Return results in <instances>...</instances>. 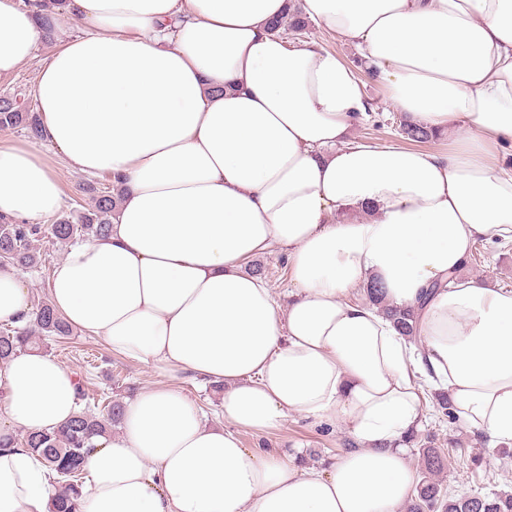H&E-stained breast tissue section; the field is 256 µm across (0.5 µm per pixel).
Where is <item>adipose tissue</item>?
Masks as SVG:
<instances>
[{"instance_id": "adipose-tissue-1", "label": "adipose tissue", "mask_w": 512, "mask_h": 512, "mask_svg": "<svg viewBox=\"0 0 512 512\" xmlns=\"http://www.w3.org/2000/svg\"><path fill=\"white\" fill-rule=\"evenodd\" d=\"M286 0H65L36 78L44 138L69 168L125 190L108 238L71 246L49 283L67 323L165 377L127 400L121 432L85 459L81 512H400L405 439L444 391L472 432L512 443V289L464 275L481 240L512 241V0H302L355 45L408 122L444 153L358 141L355 67L270 32ZM45 0H0V77L46 34ZM54 171L0 144V215L55 214ZM354 208L358 220L337 214ZM279 250L275 292L248 262ZM377 281L415 308L420 348L348 294ZM28 288L0 269V323ZM223 385L206 424L178 387ZM73 373L22 352L0 366V435L77 411ZM354 441L320 465L247 448L289 415ZM42 461L0 451V512H49Z\"/></svg>"}]
</instances>
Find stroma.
Segmentation results:
<instances>
[{"instance_id": "obj_1", "label": "stroma", "mask_w": 512, "mask_h": 512, "mask_svg": "<svg viewBox=\"0 0 512 512\" xmlns=\"http://www.w3.org/2000/svg\"><path fill=\"white\" fill-rule=\"evenodd\" d=\"M362 81L372 111L368 118L355 123L353 135L363 141L400 143L401 138L396 132L401 120L400 111L377 80L366 75ZM35 147L58 175L63 192V211L89 207L92 199L86 190L88 177L68 169L53 146L39 141ZM467 272L512 288V245L477 242L471 252ZM40 350L73 371L89 395L94 397L104 393L125 401L140 390L160 382L159 376L149 366L131 362L113 353L102 341L79 331L60 342L43 339ZM239 437L248 448L262 445L304 457L315 451L324 460L343 448L350 435L344 425H337L332 431L315 429L305 419L293 414L278 431L260 436L243 430ZM423 444L452 450L444 470V487L482 494L500 490L512 492V446L491 445L487 437L473 433L459 423L448 425L431 411L427 412L409 445L411 463H418V448Z\"/></svg>"}]
</instances>
